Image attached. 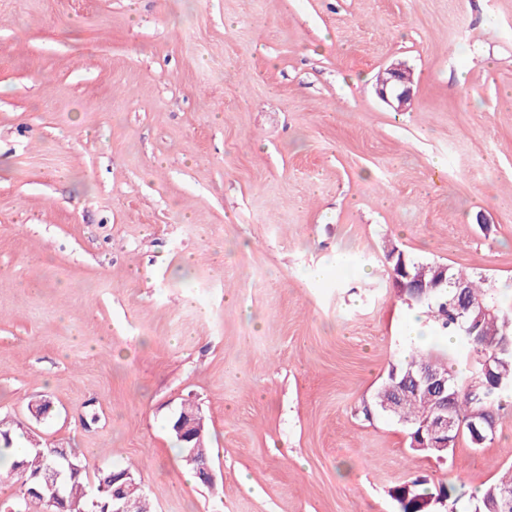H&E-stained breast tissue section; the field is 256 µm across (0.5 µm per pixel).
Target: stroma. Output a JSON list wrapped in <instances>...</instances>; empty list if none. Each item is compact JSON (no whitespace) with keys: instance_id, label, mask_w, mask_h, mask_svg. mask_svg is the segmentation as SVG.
<instances>
[{"instance_id":"obj_1","label":"stroma","mask_w":512,"mask_h":512,"mask_svg":"<svg viewBox=\"0 0 512 512\" xmlns=\"http://www.w3.org/2000/svg\"><path fill=\"white\" fill-rule=\"evenodd\" d=\"M413 72V107L376 94ZM512 297V0H0V417L154 512H396L512 466L356 408L409 348L386 243ZM49 401L43 420L27 405ZM198 406L213 486L169 420ZM425 484L426 479L415 478L391 488L389 496L398 504V512H459L461 495L454 485L438 482L421 488Z\"/></svg>"}]
</instances>
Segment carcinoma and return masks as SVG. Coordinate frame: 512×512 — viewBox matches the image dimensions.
Returning <instances> with one entry per match:
<instances>
[{"label": "carcinoma", "mask_w": 512, "mask_h": 512, "mask_svg": "<svg viewBox=\"0 0 512 512\" xmlns=\"http://www.w3.org/2000/svg\"><path fill=\"white\" fill-rule=\"evenodd\" d=\"M404 257L406 274L413 279L428 277V263L406 254L394 244L384 249ZM408 306L426 314L437 330V339H447L450 346L438 350L411 349L404 363L390 365L384 382L372 397L361 402L358 415L367 411L386 416L393 411L395 420L406 433L419 440L421 423L433 414L438 395L425 384L415 385L431 368L448 377V409L454 429L448 434V447L441 450L421 449L419 453L437 460L450 455L459 436L464 435L473 448H482L494 440L500 411L512 392V304L504 303L496 289L482 275L448 269L447 281L424 299L409 295ZM10 460L11 471L21 474L24 492L14 512H32L40 504L35 498L32 475L43 470L45 456L31 445L14 446V428L0 422V460ZM427 480L415 478L391 488L389 496L399 512H458L457 488L439 482L430 488ZM96 502H86L87 512H102L112 502V472L97 478ZM512 492V467L507 475L485 486L475 497L473 512H512V500L503 491Z\"/></svg>", "instance_id": "1"}]
</instances>
